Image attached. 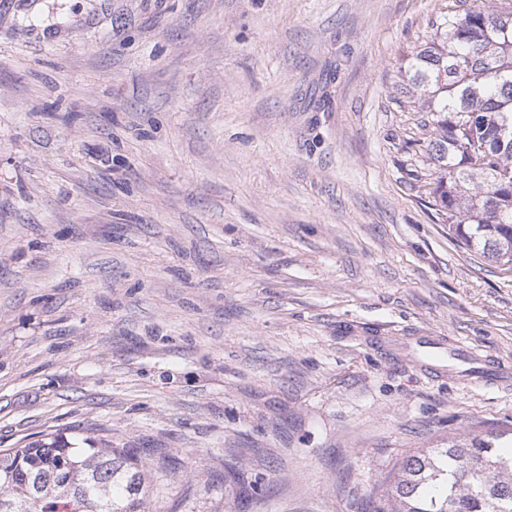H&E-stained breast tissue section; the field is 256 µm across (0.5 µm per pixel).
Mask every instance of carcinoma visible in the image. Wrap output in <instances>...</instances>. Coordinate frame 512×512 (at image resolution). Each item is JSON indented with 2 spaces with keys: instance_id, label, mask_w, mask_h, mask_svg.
Segmentation results:
<instances>
[{
  "instance_id": "carcinoma-1",
  "label": "carcinoma",
  "mask_w": 512,
  "mask_h": 512,
  "mask_svg": "<svg viewBox=\"0 0 512 512\" xmlns=\"http://www.w3.org/2000/svg\"><path fill=\"white\" fill-rule=\"evenodd\" d=\"M409 73L436 131L426 146L435 203L463 245L512 268V0L442 17ZM506 438L408 456L378 512H512V461L498 451ZM144 468L109 439L78 448L44 433L0 449V512H150Z\"/></svg>"
}]
</instances>
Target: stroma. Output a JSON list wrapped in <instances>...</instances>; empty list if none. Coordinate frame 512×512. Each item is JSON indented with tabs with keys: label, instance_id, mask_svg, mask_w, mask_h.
I'll use <instances>...</instances> for the list:
<instances>
[{
	"label": "stroma",
	"instance_id": "1",
	"mask_svg": "<svg viewBox=\"0 0 512 512\" xmlns=\"http://www.w3.org/2000/svg\"><path fill=\"white\" fill-rule=\"evenodd\" d=\"M456 0H0V448L112 433L152 512H372L512 429V270L448 233L397 88ZM399 354L433 378L450 376L467 386L507 388L509 365L445 336H407L399 342Z\"/></svg>",
	"mask_w": 512,
	"mask_h": 512
}]
</instances>
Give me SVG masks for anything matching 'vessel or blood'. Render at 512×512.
I'll list each match as a JSON object with an SVG mask.
<instances>
[{"label":"vessel or blood","mask_w":512,"mask_h":512,"mask_svg":"<svg viewBox=\"0 0 512 512\" xmlns=\"http://www.w3.org/2000/svg\"><path fill=\"white\" fill-rule=\"evenodd\" d=\"M399 353L434 378L450 376L466 385L503 389L512 384V366L443 336H408Z\"/></svg>","instance_id":"1"}]
</instances>
